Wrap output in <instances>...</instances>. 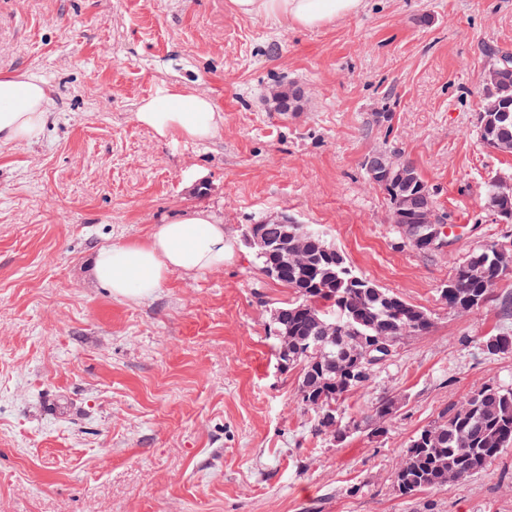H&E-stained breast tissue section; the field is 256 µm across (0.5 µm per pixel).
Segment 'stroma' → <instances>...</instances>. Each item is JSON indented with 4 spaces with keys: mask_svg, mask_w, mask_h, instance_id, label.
Returning <instances> with one entry per match:
<instances>
[{
    "mask_svg": "<svg viewBox=\"0 0 512 512\" xmlns=\"http://www.w3.org/2000/svg\"><path fill=\"white\" fill-rule=\"evenodd\" d=\"M227 0H0V71L45 81L41 137L0 144V512H512V448L446 491L402 496L409 439L484 385L512 384L497 305L440 297L481 245H512L483 206L512 155L476 134L486 50L512 51V0H363L303 29ZM207 92L219 137L164 142L138 124L170 84ZM300 109L275 112L272 87ZM398 150L435 191L450 243L418 251L364 162ZM205 207L233 244L222 269L172 273L118 300L96 251ZM285 211L377 285L426 308L429 331L347 398L343 439L316 435L283 370L271 311L288 289L244 244ZM395 397L382 432L372 404ZM477 344L482 351H487L494 355H505L512 353V334L511 331H502L491 336H482L478 338Z\"/></svg>",
    "mask_w": 512,
    "mask_h": 512,
    "instance_id": "1",
    "label": "stroma"
}]
</instances>
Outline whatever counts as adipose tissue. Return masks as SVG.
<instances>
[{"label": "adipose tissue", "mask_w": 512, "mask_h": 512, "mask_svg": "<svg viewBox=\"0 0 512 512\" xmlns=\"http://www.w3.org/2000/svg\"><path fill=\"white\" fill-rule=\"evenodd\" d=\"M227 7L239 16L313 29L356 15L362 0H228ZM52 107L49 89L39 77L0 73V144L38 137ZM135 119L169 142L210 140L224 128L222 111L210 96L178 85L143 99ZM229 249L223 219L201 208L155 225L145 241L99 250L94 275L114 298L135 301L154 294L172 272L222 268Z\"/></svg>", "instance_id": "obj_1"}]
</instances>
